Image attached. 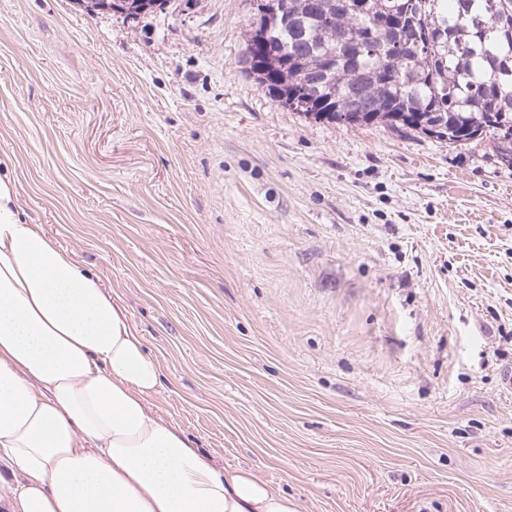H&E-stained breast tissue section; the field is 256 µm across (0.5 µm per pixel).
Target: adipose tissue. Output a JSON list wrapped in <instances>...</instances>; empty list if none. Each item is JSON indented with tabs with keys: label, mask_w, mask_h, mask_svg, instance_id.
<instances>
[{
	"label": "adipose tissue",
	"mask_w": 512,
	"mask_h": 512,
	"mask_svg": "<svg viewBox=\"0 0 512 512\" xmlns=\"http://www.w3.org/2000/svg\"><path fill=\"white\" fill-rule=\"evenodd\" d=\"M17 196L0 171V512H296L152 412L157 363Z\"/></svg>",
	"instance_id": "obj_1"
}]
</instances>
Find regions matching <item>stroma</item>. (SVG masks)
Segmentation results:
<instances>
[{"label": "stroma", "instance_id": "stroma-1", "mask_svg": "<svg viewBox=\"0 0 512 512\" xmlns=\"http://www.w3.org/2000/svg\"><path fill=\"white\" fill-rule=\"evenodd\" d=\"M253 0H0V162L161 369L151 409L297 512H512V166L315 120Z\"/></svg>", "mask_w": 512, "mask_h": 512}]
</instances>
